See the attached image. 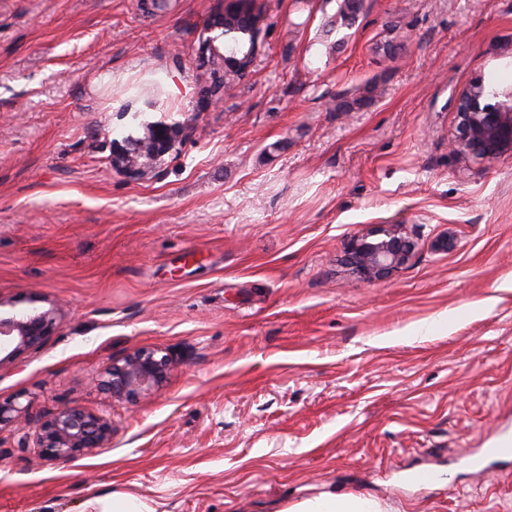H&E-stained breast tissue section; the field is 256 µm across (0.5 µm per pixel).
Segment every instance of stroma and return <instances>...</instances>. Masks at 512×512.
<instances>
[{
  "mask_svg": "<svg viewBox=\"0 0 512 512\" xmlns=\"http://www.w3.org/2000/svg\"><path fill=\"white\" fill-rule=\"evenodd\" d=\"M219 2L0 0V301L62 312L0 366V399L115 426L57 462L0 432V512L115 494L286 512L327 492L512 512V465L459 462L512 435V156L448 148L473 80L512 93V0H365L333 50L335 0H266L252 72L203 110L195 48ZM159 124L184 136L146 178L113 169ZM396 223L414 253L363 281L348 238ZM155 346L174 367L150 394L93 384Z\"/></svg>",
  "mask_w": 512,
  "mask_h": 512,
  "instance_id": "1",
  "label": "stroma"
}]
</instances>
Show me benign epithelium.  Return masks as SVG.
Segmentation results:
<instances>
[{
  "instance_id": "7a95c632",
  "label": "benign epithelium",
  "mask_w": 512,
  "mask_h": 512,
  "mask_svg": "<svg viewBox=\"0 0 512 512\" xmlns=\"http://www.w3.org/2000/svg\"><path fill=\"white\" fill-rule=\"evenodd\" d=\"M477 81L456 99L455 135L451 147L478 159L494 160L512 155V107L499 104L486 106L478 91ZM177 126L154 127V144L168 153L180 140ZM112 167L131 178H144L149 171L125 162V151H116ZM415 242L406 235L401 224H379L356 233L347 241L352 269L368 279L386 276L407 262L415 250ZM59 312L52 307L22 315H0V366L26 353L43 349L57 325ZM170 353L160 348L138 347L112 360L99 374L98 384L115 401L134 400L162 385L172 367ZM29 405L19 397L0 400V431L12 428L21 433L18 447L32 446L47 461L70 460L87 455L112 442V419L104 414L86 411L76 405H64L30 427Z\"/></svg>"
}]
</instances>
